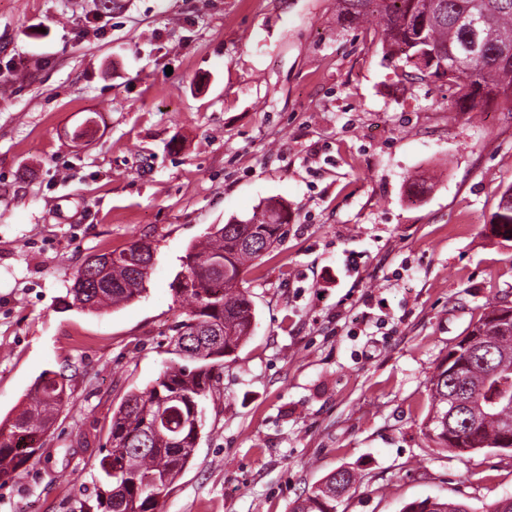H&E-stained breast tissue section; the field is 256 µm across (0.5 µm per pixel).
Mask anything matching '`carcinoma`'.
Wrapping results in <instances>:
<instances>
[{"mask_svg":"<svg viewBox=\"0 0 512 512\" xmlns=\"http://www.w3.org/2000/svg\"><path fill=\"white\" fill-rule=\"evenodd\" d=\"M350 25L376 22L384 56L401 68L448 84V107L477 112L499 101L512 112V0H336ZM479 25L480 54L467 56L473 33L465 19ZM288 209L265 207L261 216L224 224L205 241L188 247L182 270L171 283L186 302V316L173 328L174 355L159 376L130 392L112 411L106 444L100 450L95 504L80 512H156L159 499L191 461L203 427L204 401L213 371L246 344L256 311L239 288L241 274L283 239ZM494 232L512 239V187L493 213ZM153 265L151 245L137 241L116 253L102 254L77 272L70 306L94 312L127 305L146 291ZM472 331L495 337L493 352L459 356L437 365L429 378L430 410L425 436L434 447L458 455L485 448L506 450L512 431V306L491 303ZM472 397L462 414L448 418L453 392ZM65 375L38 376L25 407L0 420V479L26 465L34 451L20 452L25 439L45 433L68 404ZM336 474L294 502L291 512H337ZM402 512H473L465 502L431 499L406 504Z\"/></svg>","mask_w":512,"mask_h":512,"instance_id":"obj_1","label":"carcinoma"}]
</instances>
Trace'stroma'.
Instances as JSON below:
<instances>
[{"label": "stroma", "mask_w": 512, "mask_h": 512, "mask_svg": "<svg viewBox=\"0 0 512 512\" xmlns=\"http://www.w3.org/2000/svg\"><path fill=\"white\" fill-rule=\"evenodd\" d=\"M1 72L0 419L47 370L70 401L0 512H79L113 409L170 359L186 247L271 201L288 226L244 276L254 332L162 512H290L342 467L358 481L338 512L512 496V452L424 436L435 367L512 302L491 226L512 112L450 110L336 0H0ZM135 240L155 251L143 297L69 307L85 261Z\"/></svg>", "instance_id": "stroma-1"}]
</instances>
